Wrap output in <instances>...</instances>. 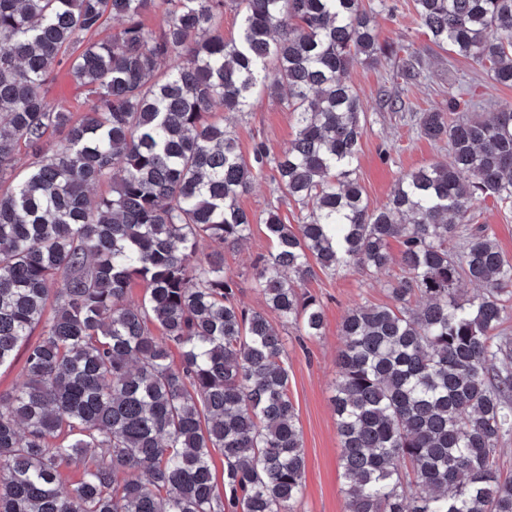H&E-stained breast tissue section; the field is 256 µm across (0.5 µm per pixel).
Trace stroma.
<instances>
[{"label":"stroma","mask_w":512,"mask_h":512,"mask_svg":"<svg viewBox=\"0 0 512 512\" xmlns=\"http://www.w3.org/2000/svg\"><path fill=\"white\" fill-rule=\"evenodd\" d=\"M362 4L372 15L380 40L410 48L422 57L421 75L410 82L397 76L391 62L359 64L350 73L366 119L357 178L371 205L377 206L386 201L403 173L450 159L447 143L419 135L416 113L512 109V87L495 84L479 65L434 45L420 24L413 0H362ZM391 98L401 101L399 111L388 107ZM224 122L235 132L247 159L255 142H264L276 154L296 135L291 112L265 96L254 99L246 111L225 114ZM274 196L273 183L262 179L240 197V207L254 218L251 234L241 247L224 252V273L237 283L238 300L256 310L264 309L265 303L254 288L253 263L272 249L259 218ZM469 216L472 223L490 225L499 249L512 259V209L489 198L476 202ZM399 273L395 266L379 275L363 268L320 269L305 285L323 305L325 330L312 340L289 336L287 344L288 393L298 414L306 457L304 488L295 512H346L332 406L335 359L343 345L341 324L356 306L389 303L388 285Z\"/></svg>","instance_id":"stroma-1"}]
</instances>
